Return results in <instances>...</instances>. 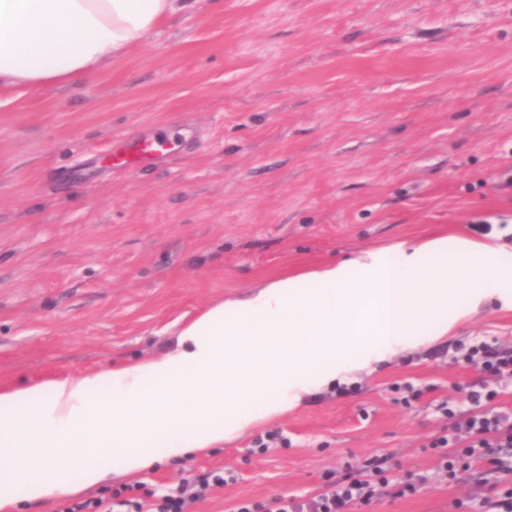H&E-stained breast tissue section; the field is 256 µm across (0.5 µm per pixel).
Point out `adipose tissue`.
I'll list each match as a JSON object with an SVG mask.
<instances>
[{"label": "adipose tissue", "instance_id": "obj_1", "mask_svg": "<svg viewBox=\"0 0 512 512\" xmlns=\"http://www.w3.org/2000/svg\"><path fill=\"white\" fill-rule=\"evenodd\" d=\"M197 3L0 0V91L80 84ZM490 302L512 311L498 239L401 241L215 304L161 355L0 392V512L221 448Z\"/></svg>", "mask_w": 512, "mask_h": 512}]
</instances>
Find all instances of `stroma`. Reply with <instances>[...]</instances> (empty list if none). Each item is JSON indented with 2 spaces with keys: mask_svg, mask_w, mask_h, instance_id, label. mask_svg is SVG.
<instances>
[{
  "mask_svg": "<svg viewBox=\"0 0 512 512\" xmlns=\"http://www.w3.org/2000/svg\"><path fill=\"white\" fill-rule=\"evenodd\" d=\"M158 129L196 143L102 164ZM493 231L512 246V0H200L79 87L0 106V391L161 353L176 320L276 278ZM481 342L512 347V312L487 304L143 482L221 472L190 512H235L386 456L419 490L356 512H449L485 488L438 473L427 444L446 402L468 410L481 376L452 358ZM162 155L157 142L150 136L118 141L112 148V165L130 169L143 168L158 163Z\"/></svg>",
  "mask_w": 512,
  "mask_h": 512,
  "instance_id": "stroma-1",
  "label": "stroma"
}]
</instances>
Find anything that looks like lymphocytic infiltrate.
Listing matches in <instances>:
<instances>
[{
  "label": "lymphocytic infiltrate",
  "instance_id": "lymphocytic-infiltrate-1",
  "mask_svg": "<svg viewBox=\"0 0 512 512\" xmlns=\"http://www.w3.org/2000/svg\"><path fill=\"white\" fill-rule=\"evenodd\" d=\"M469 367L494 377H512V348L496 350L485 344L471 346L459 356ZM495 391L480 388L467 395L472 411L458 414L448 411L451 425L434 438L430 446L438 455V468L449 480H456L459 469L482 465L493 475L486 494L479 503L480 512H512V487L501 488L496 475L512 476V411L492 404ZM224 475L215 473L210 479L183 481L161 503L150 504L145 498L127 496L114 490L109 500L74 502L61 512H184L186 506L202 501L210 485H223ZM393 486L396 497L415 494L419 485L413 473L389 474L384 460L371 459L362 468L340 480H330L326 490L315 497L275 495L260 504L244 503L236 512H354L355 508L374 500L380 488Z\"/></svg>",
  "mask_w": 512,
  "mask_h": 512
}]
</instances>
